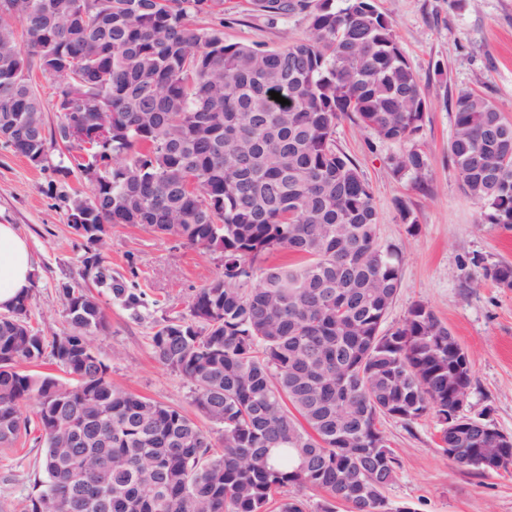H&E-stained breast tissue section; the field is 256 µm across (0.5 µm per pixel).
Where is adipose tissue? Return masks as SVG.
<instances>
[{"instance_id":"adipose-tissue-1","label":"adipose tissue","mask_w":512,"mask_h":512,"mask_svg":"<svg viewBox=\"0 0 512 512\" xmlns=\"http://www.w3.org/2000/svg\"><path fill=\"white\" fill-rule=\"evenodd\" d=\"M35 267L36 259L16 225L0 223V311L30 290Z\"/></svg>"}]
</instances>
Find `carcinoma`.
I'll use <instances>...</instances> for the list:
<instances>
[{
    "label": "carcinoma",
    "mask_w": 512,
    "mask_h": 512,
    "mask_svg": "<svg viewBox=\"0 0 512 512\" xmlns=\"http://www.w3.org/2000/svg\"><path fill=\"white\" fill-rule=\"evenodd\" d=\"M76 0H14L17 31L0 13V143L38 167L71 124L109 127L94 145L111 178L74 198L69 224L83 264L102 278V249L116 224L218 252L223 269L191 297L188 314L152 336L163 365L192 386V403L223 430L112 382L90 338L107 314L84 287H61L72 331L54 338L59 379L25 368L45 339L29 325V298L0 313V447L39 432L46 481L26 512H268L287 487L325 492L351 512L388 507L399 462L379 419L409 426L431 413L454 463L484 471L476 448L448 429V372L461 345L424 304L385 329L401 288L394 245L378 240L371 187L335 144L352 114L384 141L397 176L422 177L426 154L412 141L427 101L389 20L372 0H257L274 19L309 12L311 36L275 49L226 43L192 13L221 15L223 0H112L63 37L55 28ZM71 75L56 96L98 107L59 115L46 129L34 69ZM275 91L288 100L271 98ZM451 160L482 221L512 227V122L486 96L454 101ZM278 252L294 264L257 267ZM512 288V264L486 269ZM37 400L34 415L25 411ZM87 415L98 437L82 448L94 469L75 479L71 424Z\"/></svg>",
    "instance_id": "carcinoma-1"
}]
</instances>
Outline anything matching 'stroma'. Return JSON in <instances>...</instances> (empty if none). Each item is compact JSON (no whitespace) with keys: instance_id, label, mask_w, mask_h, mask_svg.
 Wrapping results in <instances>:
<instances>
[{"instance_id":"stroma-1","label":"stroma","mask_w":512,"mask_h":512,"mask_svg":"<svg viewBox=\"0 0 512 512\" xmlns=\"http://www.w3.org/2000/svg\"><path fill=\"white\" fill-rule=\"evenodd\" d=\"M392 22L406 60L418 75L428 112L417 145L428 169L421 181L394 176L388 158L398 145L383 141L354 116L342 117L334 139L369 182L381 244L401 249L399 294L386 317L394 328L418 303L445 323L473 362L465 411L512 436V288L492 282L486 267L512 263V229L485 224L461 188L448 153L455 125L454 100L474 89L512 121V0H375ZM224 39L277 48L309 38L298 13L272 20L255 0H224ZM76 174L40 169L0 145V222L16 225L36 257L30 324L45 339L71 330L62 284L91 286L111 324L92 344L113 382L155 402L197 411L191 385L161 364L151 338L166 320L185 314L190 297L219 273L220 257L123 224L103 252L105 283L84 275L82 252L68 224L71 199L87 193ZM406 204L414 225L403 224ZM399 460L387 490L391 507L412 512H512V466L480 473L454 464L439 443L440 424L430 414L412 425L382 419ZM44 449L34 438L0 450V512H23L37 496Z\"/></svg>"}]
</instances>
